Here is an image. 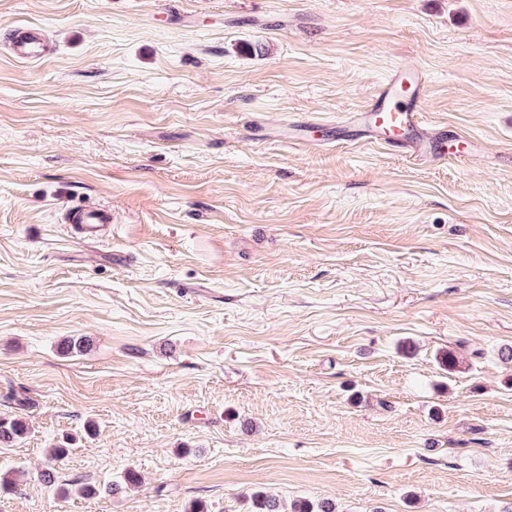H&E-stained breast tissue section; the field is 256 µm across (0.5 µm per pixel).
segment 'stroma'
<instances>
[{
	"instance_id": "35a3bbf8",
	"label": "stroma",
	"mask_w": 512,
	"mask_h": 512,
	"mask_svg": "<svg viewBox=\"0 0 512 512\" xmlns=\"http://www.w3.org/2000/svg\"><path fill=\"white\" fill-rule=\"evenodd\" d=\"M403 63L445 161L343 126ZM510 345L512 0H0V512H512ZM13 56L21 61H32L44 56L50 46L42 30L17 29L10 42ZM71 224H79V236L84 241H97L106 236L105 229L112 224V212L104 207L79 205L69 211ZM250 512H335L330 502L312 503L309 501L294 502L290 509L279 499L265 493H255L251 496Z\"/></svg>"
}]
</instances>
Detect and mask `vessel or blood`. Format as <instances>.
<instances>
[{"mask_svg":"<svg viewBox=\"0 0 512 512\" xmlns=\"http://www.w3.org/2000/svg\"><path fill=\"white\" fill-rule=\"evenodd\" d=\"M13 56L32 61L44 56L49 45L42 31L15 30L10 42ZM426 98V80L423 72L414 66L401 65L375 97L358 112L352 114L350 124L361 128L364 138L383 142L409 157L426 160L443 156L444 135L429 133L423 124L422 106ZM70 223L79 225V236L86 241L103 238L112 222L110 210L79 205L69 212Z\"/></svg>","mask_w":512,"mask_h":512,"instance_id":"b4317fda","label":"vessel or blood"}]
</instances>
